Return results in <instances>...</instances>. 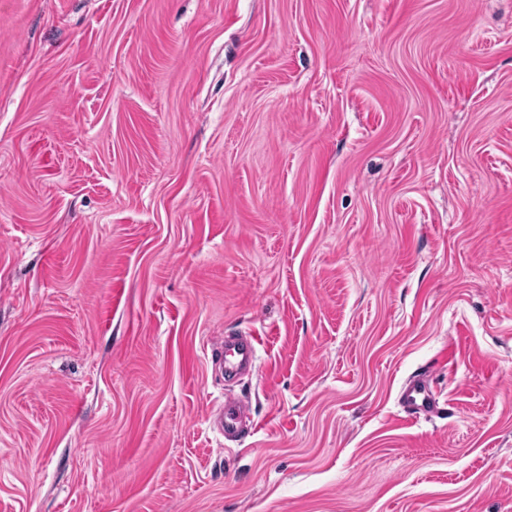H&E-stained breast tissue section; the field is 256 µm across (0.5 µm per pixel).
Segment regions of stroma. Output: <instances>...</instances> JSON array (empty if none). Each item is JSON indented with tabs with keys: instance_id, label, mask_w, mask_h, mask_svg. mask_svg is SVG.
Instances as JSON below:
<instances>
[{
	"instance_id": "35a3bbf8",
	"label": "stroma",
	"mask_w": 512,
	"mask_h": 512,
	"mask_svg": "<svg viewBox=\"0 0 512 512\" xmlns=\"http://www.w3.org/2000/svg\"><path fill=\"white\" fill-rule=\"evenodd\" d=\"M0 512H512V0H0ZM224 361L225 371L237 372L244 367H255L257 347L253 336H224L215 342L212 349V360ZM400 400L404 410L415 417L430 416L438 410L427 374L417 375L408 382ZM248 408L240 400L225 396L224 406L217 413L218 431L225 438L236 437L243 428L244 419L248 417Z\"/></svg>"
}]
</instances>
